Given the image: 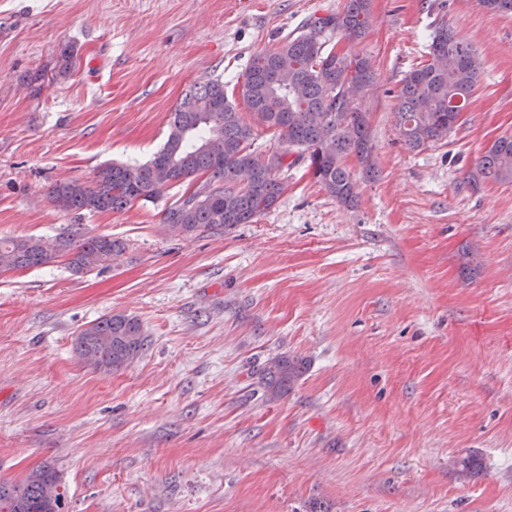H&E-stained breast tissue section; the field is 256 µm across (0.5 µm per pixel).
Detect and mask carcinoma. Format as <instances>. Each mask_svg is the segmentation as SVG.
<instances>
[{"label": "carcinoma", "mask_w": 512, "mask_h": 512, "mask_svg": "<svg viewBox=\"0 0 512 512\" xmlns=\"http://www.w3.org/2000/svg\"><path fill=\"white\" fill-rule=\"evenodd\" d=\"M370 0H346L343 9L314 21L309 30L257 55L243 75L246 103L256 122L273 128L285 149L271 168L255 152L254 128L228 99L219 79L196 83L174 112L162 148L143 164H109L97 172L94 186L59 182L50 197L72 211H121L137 202H153L167 188L198 174L206 179L167 208L163 222L177 235L199 230L222 232L249 224L268 211L283 190L276 174L306 161L324 190L342 206L354 204L356 185L347 162L356 157L371 167L373 146L366 113L358 98L371 81L369 63L328 47L326 34L350 41L362 37ZM303 88L298 95L275 83L278 71ZM481 78V63L468 46L441 23L434 31L429 60L409 71L398 90L397 126L404 145L423 150L448 139L459 125ZM224 140V156L204 149L210 137ZM468 182L512 184V134L496 139L467 174ZM125 250L110 236L57 238L53 247L35 238L0 240V272L37 267L62 252L76 274L109 266ZM146 337L130 315H106L84 329L79 355L90 364L118 370L143 350ZM299 359L279 355L265 370L264 385L272 398L291 389L303 373ZM59 476L43 466L22 482H0V512H62Z\"/></svg>", "instance_id": "obj_1"}]
</instances>
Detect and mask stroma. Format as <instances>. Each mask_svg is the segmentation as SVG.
Wrapping results in <instances>:
<instances>
[{
	"label": "stroma",
	"instance_id": "1",
	"mask_svg": "<svg viewBox=\"0 0 512 512\" xmlns=\"http://www.w3.org/2000/svg\"><path fill=\"white\" fill-rule=\"evenodd\" d=\"M345 0H0V237L122 241L111 267L66 258L0 273V480L42 466L66 512H512V185L466 180L512 133V15L478 0H371L362 39L375 172L339 206L307 163L253 223L172 235L154 202L84 213L60 181L162 147L189 87L243 75ZM447 21L482 65L447 140L409 150L402 77ZM112 313L147 345L86 364ZM305 370L268 399L262 371ZM474 457V475L459 462ZM146 337L134 316L113 313L84 329L77 340L79 355L95 367L118 370L143 350Z\"/></svg>",
	"mask_w": 512,
	"mask_h": 512
}]
</instances>
